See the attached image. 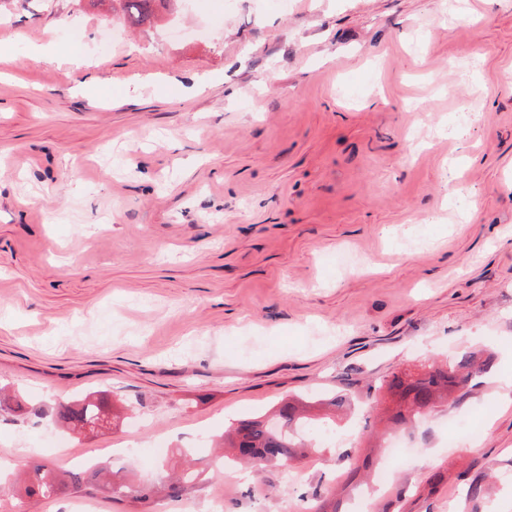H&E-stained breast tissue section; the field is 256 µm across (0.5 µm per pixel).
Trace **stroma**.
Wrapping results in <instances>:
<instances>
[{
	"label": "stroma",
	"mask_w": 512,
	"mask_h": 512,
	"mask_svg": "<svg viewBox=\"0 0 512 512\" xmlns=\"http://www.w3.org/2000/svg\"><path fill=\"white\" fill-rule=\"evenodd\" d=\"M511 71L512 0H178L153 27L0 0V385L136 407L86 436L2 411L9 469L136 477L192 446L207 472L205 436L235 419L348 402L335 447L291 468L137 504L6 488L0 512L345 496L382 455L392 372L476 347L491 371L413 428L401 500L370 507L512 512Z\"/></svg>",
	"instance_id": "1"
}]
</instances>
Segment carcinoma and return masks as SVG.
I'll return each mask as SVG.
<instances>
[{
	"instance_id": "carcinoma-1",
	"label": "carcinoma",
	"mask_w": 512,
	"mask_h": 512,
	"mask_svg": "<svg viewBox=\"0 0 512 512\" xmlns=\"http://www.w3.org/2000/svg\"><path fill=\"white\" fill-rule=\"evenodd\" d=\"M118 6L113 13H122L123 19L132 25L151 20H161L176 0H111ZM492 366V358L484 349H473L460 356H450L441 364H430L416 372L395 373L386 382V393L392 402L389 421L395 425L416 422L448 399L464 397L463 389L468 381L467 370L477 367L486 370ZM336 409L343 405L340 399L305 400L289 397L282 400L271 412L260 417L241 419L224 432L211 439L216 448L230 446L238 459L255 467L273 462L285 463L295 456V449L305 448V432L311 428L308 412L317 406ZM8 409L20 415L33 411L30 403L20 392L0 386V411ZM59 429L76 434L95 432L121 420L120 410L114 408L99 391L85 394L66 402L54 404L47 412ZM177 455L184 466L176 475L162 464L157 480L144 484L139 481L115 477L112 471L101 465L79 469L57 470L46 463L37 462L23 474L9 479L11 486L28 495H38L53 500L65 491L93 495L107 483H112V494L139 501L153 493L162 492L170 499L182 496L185 486L202 479L203 472L191 467L196 451L179 448Z\"/></svg>"
}]
</instances>
